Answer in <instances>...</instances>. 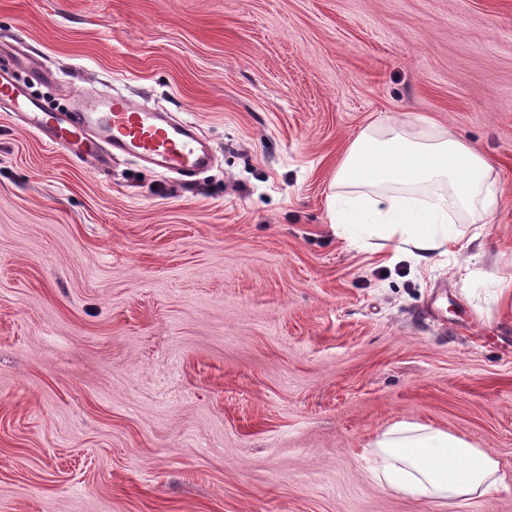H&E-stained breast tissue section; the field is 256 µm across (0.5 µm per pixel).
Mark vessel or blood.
Instances as JSON below:
<instances>
[{
  "label": "vessel or blood",
  "mask_w": 512,
  "mask_h": 512,
  "mask_svg": "<svg viewBox=\"0 0 512 512\" xmlns=\"http://www.w3.org/2000/svg\"><path fill=\"white\" fill-rule=\"evenodd\" d=\"M50 145L101 168L128 156L152 168L192 177L212 164L196 125L160 107L134 104L119 93L80 92L66 110L46 109L15 76L0 75V104Z\"/></svg>",
  "instance_id": "vessel-or-blood-1"
}]
</instances>
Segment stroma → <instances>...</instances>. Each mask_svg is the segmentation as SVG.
Segmentation results:
<instances>
[{
    "instance_id": "stroma-1",
    "label": "stroma",
    "mask_w": 512,
    "mask_h": 512,
    "mask_svg": "<svg viewBox=\"0 0 512 512\" xmlns=\"http://www.w3.org/2000/svg\"><path fill=\"white\" fill-rule=\"evenodd\" d=\"M198 125L195 181L94 169L0 108V512H439L380 488L401 420L489 451L512 512V0H0V68ZM492 167L481 240L349 245L329 182L372 123Z\"/></svg>"
}]
</instances>
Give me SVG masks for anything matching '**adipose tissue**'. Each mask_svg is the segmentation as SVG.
Returning <instances> with one entry per match:
<instances>
[{
	"instance_id": "obj_1",
	"label": "adipose tissue",
	"mask_w": 512,
	"mask_h": 512,
	"mask_svg": "<svg viewBox=\"0 0 512 512\" xmlns=\"http://www.w3.org/2000/svg\"><path fill=\"white\" fill-rule=\"evenodd\" d=\"M334 183L329 210L339 238L375 235L424 266L458 244L460 224L493 214L498 202L480 155L397 118L354 138ZM370 448L380 485L434 501L442 512L460 499L492 496L502 482L493 456L428 425L398 422Z\"/></svg>"
}]
</instances>
